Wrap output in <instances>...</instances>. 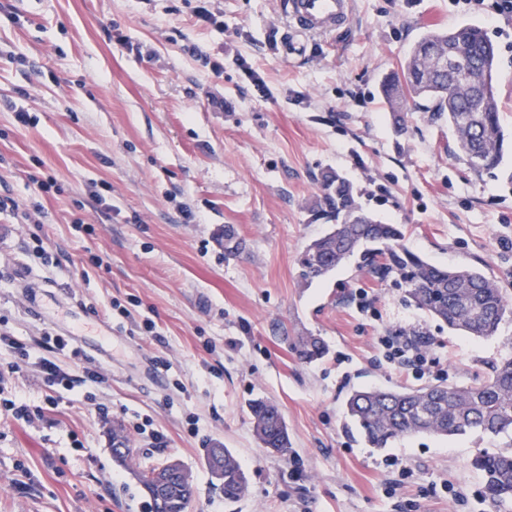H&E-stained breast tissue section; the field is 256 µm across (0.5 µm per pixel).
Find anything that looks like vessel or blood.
I'll list each match as a JSON object with an SVG mask.
<instances>
[{
	"label": "vessel or blood",
	"mask_w": 512,
	"mask_h": 512,
	"mask_svg": "<svg viewBox=\"0 0 512 512\" xmlns=\"http://www.w3.org/2000/svg\"><path fill=\"white\" fill-rule=\"evenodd\" d=\"M279 5L294 35L287 43L292 54L302 50L300 37L342 34L352 18L351 0H279Z\"/></svg>",
	"instance_id": "1"
}]
</instances>
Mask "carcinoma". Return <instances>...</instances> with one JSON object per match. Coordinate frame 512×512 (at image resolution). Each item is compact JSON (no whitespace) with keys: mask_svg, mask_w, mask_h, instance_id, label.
Instances as JSON below:
<instances>
[{"mask_svg":"<svg viewBox=\"0 0 512 512\" xmlns=\"http://www.w3.org/2000/svg\"><path fill=\"white\" fill-rule=\"evenodd\" d=\"M496 59L495 46L477 25L427 30L400 70L383 82L381 93L390 104L407 97L425 101V111L448 120L455 158L472 172H490L500 166L504 144L495 96ZM315 208L333 216L336 225L302 251L299 262L304 280L326 276L359 251L368 273L379 279L398 276L415 305L452 330L491 337L505 316L512 314V296L497 278L473 267L448 269L423 260L406 247L399 225L383 224L361 212L356 191L347 180L322 176ZM245 248L234 227L224 226L225 254L237 256ZM296 350L300 359L311 363L325 355L326 345L316 336H301ZM250 411L261 447L288 457V428L278 406L255 400ZM346 413L376 448L421 433L507 434L512 431V357L501 360L484 379L470 386L354 389L346 399ZM472 466L482 472L494 505L512 502V448L481 451ZM169 482L170 497L149 498V512H187L194 493L191 476L171 474ZM247 486L238 460L224 449V499H239Z\"/></svg>","mask_w":512,"mask_h":512,"instance_id":"1","label":"carcinoma"}]
</instances>
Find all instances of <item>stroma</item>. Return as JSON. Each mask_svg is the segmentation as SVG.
<instances>
[{
	"instance_id": "stroma-1",
	"label": "stroma",
	"mask_w": 512,
	"mask_h": 512,
	"mask_svg": "<svg viewBox=\"0 0 512 512\" xmlns=\"http://www.w3.org/2000/svg\"><path fill=\"white\" fill-rule=\"evenodd\" d=\"M199 4L0 0V196L46 213L41 224L0 214V332L14 340L0 344V388L33 405L59 396L26 420L0 414V512H148L112 457L117 422L134 466H186L188 512H512L490 504L471 465L512 436L418 434L375 448L343 408L357 388L432 380L387 364L376 337L399 327L430 336L443 383L467 384L512 357V316L476 339L425 314L394 279L360 271V256L309 283L299 265L332 227L313 202L321 175L335 172L366 214L401 226L412 252L512 289V20L448 0H353L343 36L305 38L304 53L288 55L279 0H210L220 28L197 24ZM462 23L498 51L501 172L450 158L447 123L412 103L395 133L378 91L424 30ZM228 224L247 244L237 257L224 253ZM36 245L51 264L33 259ZM48 330L71 337L81 359L51 352ZM309 335L329 347L310 364L292 345ZM47 360L101 380L53 391ZM257 398L281 409L288 458L260 447L248 407ZM217 443L248 477L233 503L203 457Z\"/></svg>"
}]
</instances>
